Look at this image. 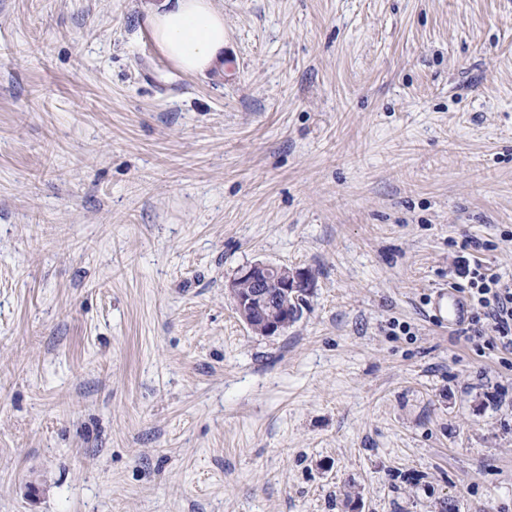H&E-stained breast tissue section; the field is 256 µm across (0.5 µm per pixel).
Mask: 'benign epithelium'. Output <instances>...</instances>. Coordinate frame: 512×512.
Here are the masks:
<instances>
[{
  "mask_svg": "<svg viewBox=\"0 0 512 512\" xmlns=\"http://www.w3.org/2000/svg\"><path fill=\"white\" fill-rule=\"evenodd\" d=\"M252 283L249 292H241L238 282ZM315 282L303 269H291L266 261H256L239 270L230 284V294L236 310L251 330L261 336H277L298 320L299 312L281 303L290 293L308 296Z\"/></svg>",
  "mask_w": 512,
  "mask_h": 512,
  "instance_id": "obj_1",
  "label": "benign epithelium"
}]
</instances>
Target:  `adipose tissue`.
Wrapping results in <instances>:
<instances>
[{"label":"adipose tissue","instance_id":"ef3b65f1","mask_svg":"<svg viewBox=\"0 0 512 512\" xmlns=\"http://www.w3.org/2000/svg\"><path fill=\"white\" fill-rule=\"evenodd\" d=\"M146 23L159 52L196 74L216 66L224 50V16L212 0H156Z\"/></svg>","mask_w":512,"mask_h":512}]
</instances>
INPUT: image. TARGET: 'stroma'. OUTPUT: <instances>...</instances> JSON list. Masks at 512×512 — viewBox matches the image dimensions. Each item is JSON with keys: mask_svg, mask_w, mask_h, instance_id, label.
Segmentation results:
<instances>
[{"mask_svg": "<svg viewBox=\"0 0 512 512\" xmlns=\"http://www.w3.org/2000/svg\"><path fill=\"white\" fill-rule=\"evenodd\" d=\"M151 2L0 0V512H512V367L430 312L512 276V0H213L203 74ZM162 1L148 5L146 15L159 52L192 74L216 66L222 52L224 57V15L213 7L212 0ZM244 279L252 283V288L243 294L238 281ZM314 286L315 282L304 269L256 261L239 270L229 290L236 310L253 332L261 336H277L299 318V312L291 310L288 304L280 305V298L289 293L308 296Z\"/></svg>", "mask_w": 512, "mask_h": 512, "instance_id": "1", "label": "stroma"}]
</instances>
